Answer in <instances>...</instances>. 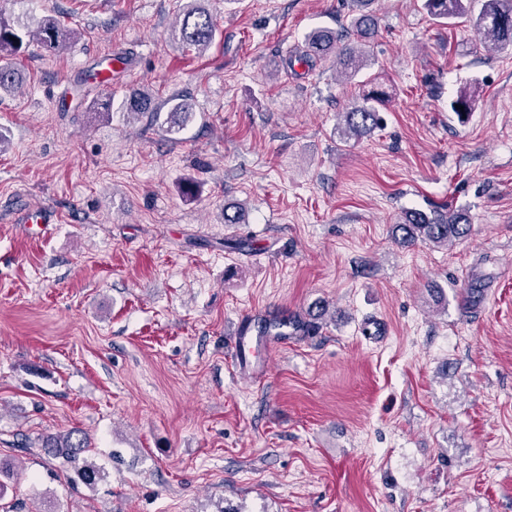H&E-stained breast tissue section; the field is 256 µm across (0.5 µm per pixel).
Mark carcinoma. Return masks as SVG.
Segmentation results:
<instances>
[{
  "label": "carcinoma",
  "instance_id": "1",
  "mask_svg": "<svg viewBox=\"0 0 512 512\" xmlns=\"http://www.w3.org/2000/svg\"><path fill=\"white\" fill-rule=\"evenodd\" d=\"M200 0H188L170 36L180 46L204 52L212 43L216 33L213 15L198 5ZM353 6L351 21L339 30L315 29L305 37L304 50L299 61L311 64L316 61H332L336 72L346 80H353L361 71L371 67L372 58L367 53L366 43L378 28V19L368 9L370 0H350ZM473 0H423L426 12L435 20L452 24L460 18H467L472 28L489 51L512 50V0H481L479 11L471 9ZM34 39L44 48L60 52L75 40L76 33L63 26L52 17L43 19L31 29L12 17L0 14V94L14 90L20 74L8 58L19 55L26 40ZM364 105L342 113L336 130L344 141L360 136L378 127L381 123L380 107L388 100V93L379 88H371L362 95ZM474 92L461 89L451 105L464 107L455 110L458 117L471 110ZM126 110L130 115L156 113L153 100L147 92H134L126 100ZM188 106L184 102L173 104L168 112L166 123L169 128L182 125L188 117ZM463 214L449 215L437 209L430 212L409 210L395 230L402 233V240L413 243L420 240L435 246H447L467 235L469 222L462 221ZM42 446L52 455L62 460V465L70 468L85 484H94L105 476L104 470L85 456L86 442L74 438V433L46 436Z\"/></svg>",
  "mask_w": 512,
  "mask_h": 512
}]
</instances>
